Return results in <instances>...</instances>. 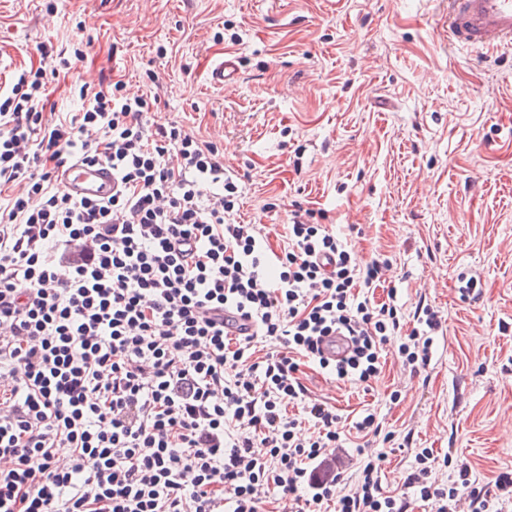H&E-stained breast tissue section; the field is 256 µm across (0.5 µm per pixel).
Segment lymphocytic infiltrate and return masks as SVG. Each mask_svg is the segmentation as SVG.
Here are the masks:
<instances>
[{
    "label": "lymphocytic infiltrate",
    "mask_w": 512,
    "mask_h": 512,
    "mask_svg": "<svg viewBox=\"0 0 512 512\" xmlns=\"http://www.w3.org/2000/svg\"><path fill=\"white\" fill-rule=\"evenodd\" d=\"M40 52L0 87V512H259L274 494L295 512H407L379 459L344 483L339 418L298 371L370 383L395 338L419 372L439 312L416 307L399 340L401 305L374 297L389 258L358 265L314 211L270 252L263 225L234 219L217 145L152 119L151 94L76 83L78 111L48 117L49 76L87 50ZM74 160L108 164L112 195L72 197L59 174ZM335 334L350 346L333 359L320 342ZM267 338L278 349L257 356ZM416 461L405 485L432 512L463 487L468 512H495L467 466L443 489L432 452Z\"/></svg>",
    "instance_id": "lymphocytic-infiltrate-1"
}]
</instances>
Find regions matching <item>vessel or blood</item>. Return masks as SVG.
Listing matches in <instances>:
<instances>
[{
    "label": "vessel or blood",
    "instance_id": "vessel-or-blood-1",
    "mask_svg": "<svg viewBox=\"0 0 512 512\" xmlns=\"http://www.w3.org/2000/svg\"><path fill=\"white\" fill-rule=\"evenodd\" d=\"M445 34L452 44L482 49L512 47V0H448ZM238 76L235 59L216 62L210 72L217 85L234 82ZM63 186L79 197L100 198L112 192V171L105 164H76L64 177Z\"/></svg>",
    "mask_w": 512,
    "mask_h": 512
}]
</instances>
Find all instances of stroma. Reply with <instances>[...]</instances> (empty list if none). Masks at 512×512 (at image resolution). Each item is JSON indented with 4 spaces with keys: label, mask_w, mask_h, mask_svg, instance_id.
Masks as SVG:
<instances>
[{
    "label": "stroma",
    "mask_w": 512,
    "mask_h": 512,
    "mask_svg": "<svg viewBox=\"0 0 512 512\" xmlns=\"http://www.w3.org/2000/svg\"><path fill=\"white\" fill-rule=\"evenodd\" d=\"M54 4L49 16L42 0H0V84L40 65L41 43L83 39L79 82L107 73L129 93L156 90L158 120L217 144L241 180L236 221L266 225L272 249L294 206L323 210L357 263L390 257L404 331L418 305L445 316L417 374L393 352L367 387L302 365L311 396L340 417L345 481L379 454L384 490L401 495L425 448L444 488L463 464L477 488L512 473V49L449 43L448 0ZM223 57L239 74L219 87L210 67ZM469 277L479 294L464 300ZM366 411L381 435L357 437Z\"/></svg>",
    "instance_id": "obj_1"
}]
</instances>
